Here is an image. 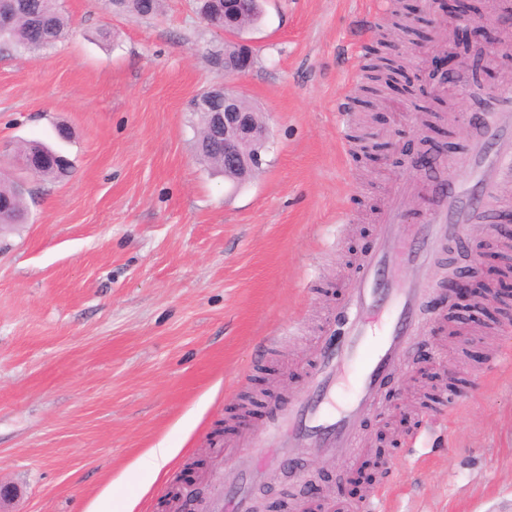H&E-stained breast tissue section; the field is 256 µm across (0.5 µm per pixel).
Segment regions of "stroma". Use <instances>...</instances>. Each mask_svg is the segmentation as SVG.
I'll use <instances>...</instances> for the list:
<instances>
[{
	"label": "stroma",
	"mask_w": 512,
	"mask_h": 512,
	"mask_svg": "<svg viewBox=\"0 0 512 512\" xmlns=\"http://www.w3.org/2000/svg\"><path fill=\"white\" fill-rule=\"evenodd\" d=\"M65 39L34 53L0 51V173L23 179L28 216L0 225V484L6 512H90L103 496L132 512H166L176 480L235 486L245 436L271 423L259 396L266 369L287 371L277 394L302 389L343 305L354 263L376 242L382 210L404 180L398 156L357 158L366 54L393 7L380 0H266L244 32L255 63L232 83L270 127L266 163L235 184L202 164L189 100L223 82L211 63L226 37L195 0H163L140 19L106 0H59ZM424 29L390 52L403 76L376 102L366 132L404 144L433 113L443 160L455 168L470 122L492 89L512 86V60L483 58V83L439 96L425 70L446 53L456 24L425 30V0H409ZM71 175H21L15 149L54 137ZM412 348L459 394L407 397L365 415L353 447L298 449L258 483L279 498L288 469L356 473L371 481L324 498L331 512H512V319L491 343L467 348L422 315ZM176 449L158 476L138 461Z\"/></svg>",
	"instance_id": "35a3bbf8"
}]
</instances>
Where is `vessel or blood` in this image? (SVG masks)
Masks as SVG:
<instances>
[{"mask_svg": "<svg viewBox=\"0 0 512 512\" xmlns=\"http://www.w3.org/2000/svg\"><path fill=\"white\" fill-rule=\"evenodd\" d=\"M460 167L458 178L440 170L431 175L427 223H400L398 210H389L378 227L381 246L361 260L349 284L337 314L340 336L322 347L310 391L276 410L268 441L241 468V490L217 500L213 512H249L247 487L283 446L347 448L355 442L382 382L405 360L417 316L431 295L420 279L422 269L441 244L461 242L472 225L483 223L488 206L512 185L511 91L474 122ZM347 372L354 375L353 396L340 405L336 396Z\"/></svg>", "mask_w": 512, "mask_h": 512, "instance_id": "1", "label": "vessel or blood"}]
</instances>
